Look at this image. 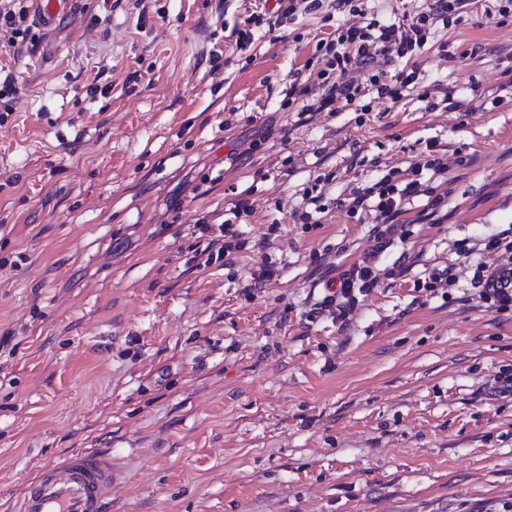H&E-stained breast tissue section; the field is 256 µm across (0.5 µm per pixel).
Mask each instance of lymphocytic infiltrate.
Wrapping results in <instances>:
<instances>
[{
	"label": "lymphocytic infiltrate",
	"mask_w": 512,
	"mask_h": 512,
	"mask_svg": "<svg viewBox=\"0 0 512 512\" xmlns=\"http://www.w3.org/2000/svg\"><path fill=\"white\" fill-rule=\"evenodd\" d=\"M326 0H276V11L269 17L252 15L247 28L238 32L236 45L247 48L251 43L250 25L267 23L275 27L284 19L294 18L297 13H315L322 10ZM476 0H434L429 12L420 14L417 21L404 24L382 25L377 21L359 24L364 9L360 0H335L336 9L348 12L349 22L340 33L329 35L318 42L319 49L331 55L338 69L335 75L326 77L321 84L319 97H311L309 88H292V95L302 101L305 112H332L338 102H353L360 97L363 84L357 74L377 58L394 62L409 52L423 48L427 42L429 21L447 20L449 15L463 16L472 9ZM28 9L24 0H0V44L8 47L37 45L39 37L32 33L27 22ZM419 180L394 182L392 175H384L365 191L356 193L350 202L351 211H372L384 221H391L399 214L403 201L420 194ZM474 280L480 287L479 297L504 311L512 307V268L489 270L485 264H477ZM377 284V276L371 260H363L342 274L336 283L334 294L327 296L326 303L336 306L340 315H347L359 296L367 294Z\"/></svg>",
	"instance_id": "1"
}]
</instances>
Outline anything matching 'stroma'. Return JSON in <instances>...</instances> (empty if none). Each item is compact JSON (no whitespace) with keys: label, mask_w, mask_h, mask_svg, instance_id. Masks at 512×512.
Returning a JSON list of instances; mask_svg holds the SVG:
<instances>
[{"label":"stroma","mask_w":512,"mask_h":512,"mask_svg":"<svg viewBox=\"0 0 512 512\" xmlns=\"http://www.w3.org/2000/svg\"><path fill=\"white\" fill-rule=\"evenodd\" d=\"M274 5L77 0L37 52L0 46V512L74 451L108 457V512L512 503V310L479 301L465 255L512 267L486 247L512 232V16L436 26L386 66L414 75L400 99L303 114L288 94L345 16L238 49ZM432 155L447 171L379 246L353 192ZM244 191L219 258L201 227ZM371 252L378 284L338 320L326 287Z\"/></svg>","instance_id":"stroma-1"}]
</instances>
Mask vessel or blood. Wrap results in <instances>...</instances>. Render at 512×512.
Listing matches in <instances>:
<instances>
[{
    "label": "vessel or blood",
    "mask_w": 512,
    "mask_h": 512,
    "mask_svg": "<svg viewBox=\"0 0 512 512\" xmlns=\"http://www.w3.org/2000/svg\"><path fill=\"white\" fill-rule=\"evenodd\" d=\"M72 0H32V10L41 27L56 24ZM111 466L94 454L76 452L46 468L17 512H103L112 485Z\"/></svg>",
    "instance_id": "vessel-or-blood-1"
}]
</instances>
